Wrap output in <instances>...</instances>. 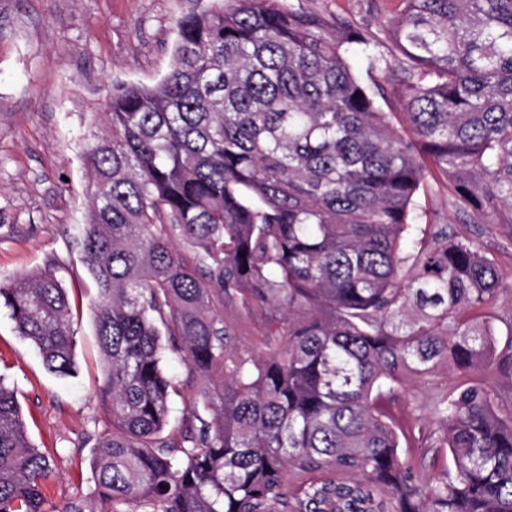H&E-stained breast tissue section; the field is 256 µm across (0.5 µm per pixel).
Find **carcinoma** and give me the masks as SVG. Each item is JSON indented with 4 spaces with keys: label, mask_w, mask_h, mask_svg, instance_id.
Returning a JSON list of instances; mask_svg holds the SVG:
<instances>
[{
    "label": "carcinoma",
    "mask_w": 512,
    "mask_h": 512,
    "mask_svg": "<svg viewBox=\"0 0 512 512\" xmlns=\"http://www.w3.org/2000/svg\"><path fill=\"white\" fill-rule=\"evenodd\" d=\"M176 26L167 74L112 85L84 151L100 498L512 512V397L481 379L512 373L485 315L503 276L419 202L441 188L465 223L512 227V0H400L397 66L363 29L289 0H209ZM0 301L46 368L72 375L55 273L1 282ZM227 309L252 321V347ZM170 353L201 384L173 432L185 381ZM448 367L464 383L405 433L390 405ZM412 448L450 461L426 473ZM52 475L0 381V512H50Z\"/></svg>",
    "instance_id": "cac0c4a2"
}]
</instances>
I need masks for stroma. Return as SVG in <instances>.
<instances>
[{
  "instance_id": "1",
  "label": "stroma",
  "mask_w": 512,
  "mask_h": 512,
  "mask_svg": "<svg viewBox=\"0 0 512 512\" xmlns=\"http://www.w3.org/2000/svg\"><path fill=\"white\" fill-rule=\"evenodd\" d=\"M206 0H0V281L50 269L67 288L76 335V371L49 372L0 307V379L21 408L29 438L53 461L43 492L55 512L74 506L112 512L99 498L90 462L109 428L99 398L103 362L89 304V278L76 228L86 220L84 148L91 119L102 111L112 81L152 85L167 73L176 21ZM293 7L341 17L368 31L381 55L383 29L399 0H290ZM425 204L438 223L478 239L512 275V250L499 249L504 227L467 224L448 197ZM462 382L438 371L410 382L393 415L415 424L411 403H431Z\"/></svg>"
}]
</instances>
